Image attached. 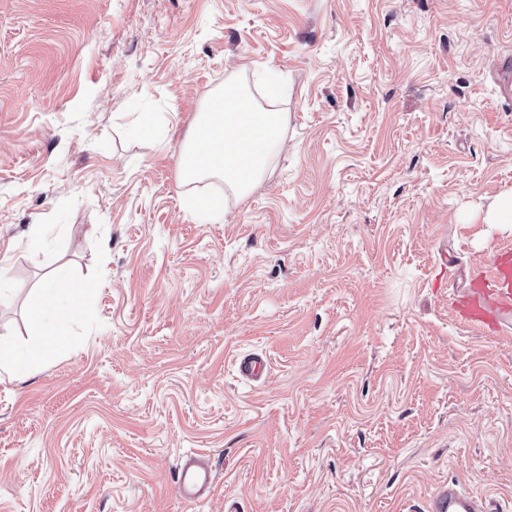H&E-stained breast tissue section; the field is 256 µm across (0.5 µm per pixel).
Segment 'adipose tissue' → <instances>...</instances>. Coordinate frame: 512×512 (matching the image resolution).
I'll return each instance as SVG.
<instances>
[{
    "label": "adipose tissue",
    "instance_id": "obj_1",
    "mask_svg": "<svg viewBox=\"0 0 512 512\" xmlns=\"http://www.w3.org/2000/svg\"><path fill=\"white\" fill-rule=\"evenodd\" d=\"M287 120V113L263 109L238 87L225 86L199 114L181 148V179L218 177L238 195L248 194L282 142ZM94 290L91 281H75L67 266H54L27 299L31 344L13 348L0 343V370L20 374L53 359L69 344L66 329L82 315L83 302Z\"/></svg>",
    "mask_w": 512,
    "mask_h": 512
}]
</instances>
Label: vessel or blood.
Instances as JSON below:
<instances>
[{
    "mask_svg": "<svg viewBox=\"0 0 512 512\" xmlns=\"http://www.w3.org/2000/svg\"><path fill=\"white\" fill-rule=\"evenodd\" d=\"M451 311L460 322L481 331L499 332L512 320V253L497 251L487 261V272L470 280L453 299ZM244 379L259 381L269 370L267 359L247 354L235 362ZM215 484L212 469L197 454L182 456L174 481L177 498L184 512H193ZM425 512H486L480 499L457 480L442 484L428 501Z\"/></svg>",
    "mask_w": 512,
    "mask_h": 512,
    "instance_id": "b4317fda",
    "label": "vessel or blood"
}]
</instances>
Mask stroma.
<instances>
[{
	"label": "stroma",
	"instance_id": "35a3bbf8",
	"mask_svg": "<svg viewBox=\"0 0 512 512\" xmlns=\"http://www.w3.org/2000/svg\"><path fill=\"white\" fill-rule=\"evenodd\" d=\"M508 55L512 0H0V341L46 256L97 288L73 346L0 375V512H182L190 450L196 512H422L451 479L511 505L512 325L449 309L512 250L482 221L512 188ZM228 84L288 115L242 198L179 177ZM236 372L244 379L258 382L268 373V360L259 354H246L235 362ZM212 469L196 453L182 456L174 481L177 498L183 511H193L207 497L215 484Z\"/></svg>",
	"mask_w": 512,
	"mask_h": 512
}]
</instances>
